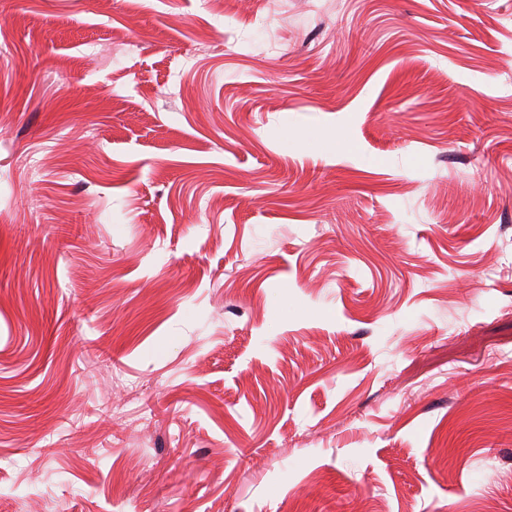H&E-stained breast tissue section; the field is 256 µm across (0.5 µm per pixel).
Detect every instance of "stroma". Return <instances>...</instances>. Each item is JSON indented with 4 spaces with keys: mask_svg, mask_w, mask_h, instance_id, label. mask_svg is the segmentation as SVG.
<instances>
[{
    "mask_svg": "<svg viewBox=\"0 0 512 512\" xmlns=\"http://www.w3.org/2000/svg\"><path fill=\"white\" fill-rule=\"evenodd\" d=\"M1 29L0 512H512V0Z\"/></svg>",
    "mask_w": 512,
    "mask_h": 512,
    "instance_id": "1",
    "label": "stroma"
}]
</instances>
